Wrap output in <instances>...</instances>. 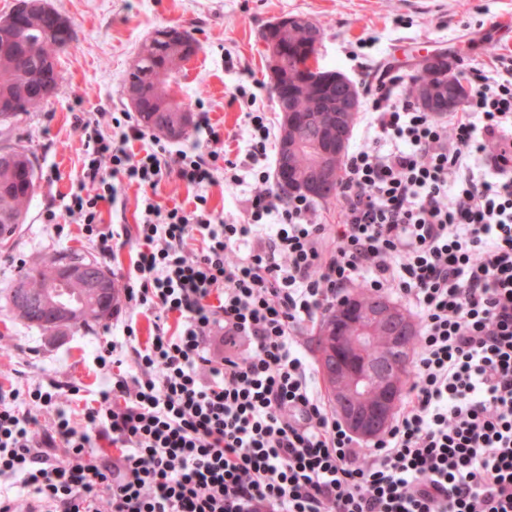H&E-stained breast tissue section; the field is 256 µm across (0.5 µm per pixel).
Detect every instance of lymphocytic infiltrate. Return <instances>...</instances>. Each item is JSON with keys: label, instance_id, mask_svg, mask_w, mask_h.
I'll list each match as a JSON object with an SVG mask.
<instances>
[{"label": "lymphocytic infiltrate", "instance_id": "f902f5d3", "mask_svg": "<svg viewBox=\"0 0 512 512\" xmlns=\"http://www.w3.org/2000/svg\"><path fill=\"white\" fill-rule=\"evenodd\" d=\"M467 78L448 122L400 72L366 70V144L346 158L337 224L274 187L275 124L246 86L233 159L209 124L174 151L130 113H111L108 136L77 118L63 212L101 253L115 233L100 206L122 183L175 178L194 202L142 201L125 299L153 334L116 322L97 398L0 387V481L45 512H512V55ZM220 177L241 222L208 205ZM356 288L397 296L421 328L409 398L369 445L329 411L301 336Z\"/></svg>", "mask_w": 512, "mask_h": 512}]
</instances>
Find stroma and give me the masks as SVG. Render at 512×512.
Listing matches in <instances>:
<instances>
[{
	"instance_id": "1",
	"label": "stroma",
	"mask_w": 512,
	"mask_h": 512,
	"mask_svg": "<svg viewBox=\"0 0 512 512\" xmlns=\"http://www.w3.org/2000/svg\"><path fill=\"white\" fill-rule=\"evenodd\" d=\"M74 26L75 40L58 58L61 94L44 107L20 113L0 126V146L26 147L35 163L37 194L25 221L0 246V384L27 390L37 381L80 385L94 398L108 374L96 358L99 344L112 337L111 325H94L50 336L13 320L6 295L24 268L54 253L72 250L112 269L124 279L137 244L134 236L142 192L128 186L115 204L104 206L103 220L116 233L111 254H100L81 225L70 224L64 237L44 224L47 209L61 210L81 173L83 142L77 117L98 123L102 109H129L126 72L138 46L161 27L181 26L200 43L184 63L173 89L192 105L203 100L211 124L224 139L227 158L242 146L244 107L232 99L238 83L257 80L266 111L275 104L267 85L261 30L285 14H302L324 30L319 50L322 67L362 78L363 66L390 65L411 73L412 63L444 53L458 70L512 53V33L502 24L512 0H50Z\"/></svg>"
}]
</instances>
